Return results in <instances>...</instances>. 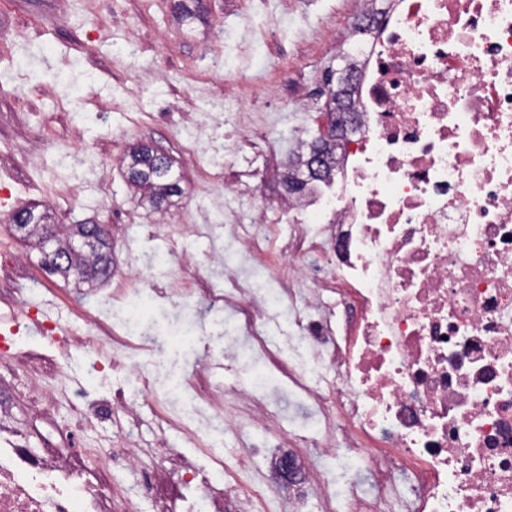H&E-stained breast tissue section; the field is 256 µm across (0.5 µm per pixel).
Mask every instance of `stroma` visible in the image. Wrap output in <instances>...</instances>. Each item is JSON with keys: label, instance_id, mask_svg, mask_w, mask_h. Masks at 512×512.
<instances>
[{"label": "stroma", "instance_id": "1", "mask_svg": "<svg viewBox=\"0 0 512 512\" xmlns=\"http://www.w3.org/2000/svg\"><path fill=\"white\" fill-rule=\"evenodd\" d=\"M358 0H208L201 18L180 25L172 0H0V309L32 305L53 319L97 315L101 335L119 333L110 300L113 282L95 288L41 269L40 248L5 229L15 207L35 203L58 224L112 227L114 263L152 307L145 323L153 350L133 352L158 389L189 376L224 345L223 320H200L199 295L224 294L225 225L248 213L224 197L240 184L268 211L270 234L287 241L291 222L278 208L280 174L298 140L316 135L325 110V74L337 67L336 30L351 26ZM149 142L184 173L176 205L156 211L123 177L129 145ZM209 224L205 238L191 225ZM199 265L181 287L179 258L138 277L134 270L170 241ZM14 354L37 352L56 376L40 380L61 423L85 446L108 444L111 423L71 416L75 392L111 400L129 385L88 342L66 344L0 325Z\"/></svg>", "mask_w": 512, "mask_h": 512}]
</instances>
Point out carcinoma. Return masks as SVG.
Masks as SVG:
<instances>
[{"label":"carcinoma","instance_id":"1","mask_svg":"<svg viewBox=\"0 0 512 512\" xmlns=\"http://www.w3.org/2000/svg\"><path fill=\"white\" fill-rule=\"evenodd\" d=\"M175 10L180 21L187 25L199 18L196 0H178ZM301 146L305 147V151L294 153L291 170L284 179V183L288 184L287 191L292 194L304 191L307 182L297 180L296 175L307 166L315 148L312 140L301 142ZM121 163L125 169L124 177L128 186L140 193L141 198L152 208L159 210L164 206H170L173 204V198L182 196L183 174L175 169L170 156L157 154V149L151 144L138 142L130 145L123 154ZM18 211L27 213L23 239L40 241L45 231L53 232L58 249L68 254L69 267L82 275L77 284L92 288L101 282L100 271L109 267L112 254L113 241L109 229L99 231L102 241L94 251L73 253L69 251V241L79 225L54 224L49 213L38 209L36 205L28 204L18 208Z\"/></svg>","mask_w":512,"mask_h":512}]
</instances>
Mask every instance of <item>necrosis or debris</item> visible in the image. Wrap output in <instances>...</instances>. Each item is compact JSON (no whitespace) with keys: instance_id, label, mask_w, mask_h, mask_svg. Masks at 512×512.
<instances>
[{"instance_id":"4bbe7bcc","label":"necrosis or debris","mask_w":512,"mask_h":512,"mask_svg":"<svg viewBox=\"0 0 512 512\" xmlns=\"http://www.w3.org/2000/svg\"><path fill=\"white\" fill-rule=\"evenodd\" d=\"M359 66L358 126L312 204L286 203L294 236L272 248L262 214L233 224L242 260L224 312L228 350L264 370L211 395L237 400L207 466L159 442L134 448L140 405L180 419L177 390L134 403L74 396L82 420L123 414L125 442L82 447L70 430L30 447L0 396V512H512V0H389L376 34L340 35ZM273 257L274 289L244 279ZM127 289L120 365L143 325ZM293 334L271 345V312Z\"/></svg>"}]
</instances>
